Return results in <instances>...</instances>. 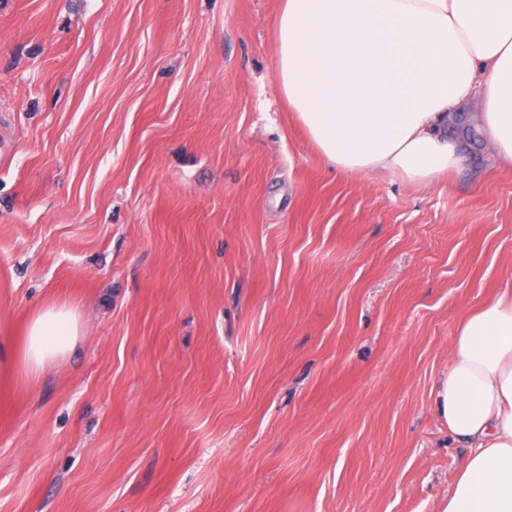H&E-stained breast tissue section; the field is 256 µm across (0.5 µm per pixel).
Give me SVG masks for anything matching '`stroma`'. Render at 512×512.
<instances>
[{
    "instance_id": "1",
    "label": "stroma",
    "mask_w": 512,
    "mask_h": 512,
    "mask_svg": "<svg viewBox=\"0 0 512 512\" xmlns=\"http://www.w3.org/2000/svg\"><path fill=\"white\" fill-rule=\"evenodd\" d=\"M281 0H0V319L87 335L0 412V512H440L435 401L512 277V168L328 166Z\"/></svg>"
}]
</instances>
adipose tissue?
I'll return each mask as SVG.
<instances>
[{"instance_id": "adipose-tissue-1", "label": "adipose tissue", "mask_w": 512, "mask_h": 512, "mask_svg": "<svg viewBox=\"0 0 512 512\" xmlns=\"http://www.w3.org/2000/svg\"><path fill=\"white\" fill-rule=\"evenodd\" d=\"M277 82L338 172L429 184L463 168L451 134L472 102L491 155L512 164V0H283ZM82 334L76 311L29 317L0 373L36 384ZM450 437L468 448L442 512H512V278L467 313L436 392Z\"/></svg>"}]
</instances>
